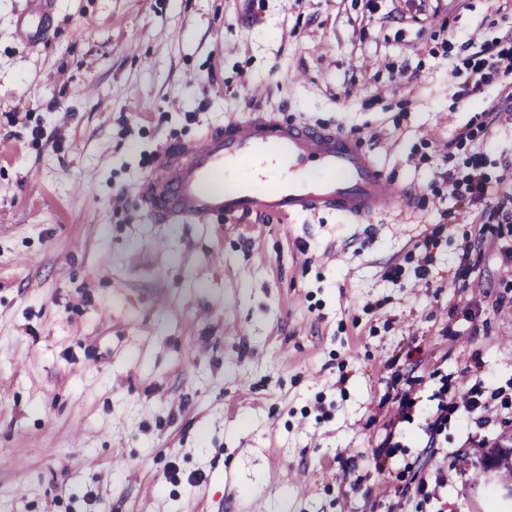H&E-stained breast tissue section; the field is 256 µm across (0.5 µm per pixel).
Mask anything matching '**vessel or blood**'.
<instances>
[{"label": "vessel or blood", "mask_w": 512, "mask_h": 512, "mask_svg": "<svg viewBox=\"0 0 512 512\" xmlns=\"http://www.w3.org/2000/svg\"><path fill=\"white\" fill-rule=\"evenodd\" d=\"M50 5L51 0H31L19 20L24 41L45 39ZM242 165L247 173L226 187L229 169ZM137 195L155 219L171 224L321 211L360 219L412 202L410 192L384 175L358 138L284 124L264 112L229 117L192 144L165 151Z\"/></svg>", "instance_id": "vessel-or-blood-1"}]
</instances>
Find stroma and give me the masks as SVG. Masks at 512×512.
Instances as JSON below:
<instances>
[{"label": "stroma", "instance_id": "35a3bbf8", "mask_svg": "<svg viewBox=\"0 0 512 512\" xmlns=\"http://www.w3.org/2000/svg\"><path fill=\"white\" fill-rule=\"evenodd\" d=\"M0 0V512H512V0ZM358 137L408 209L160 224L232 115ZM485 185L473 199L475 157ZM448 407L439 449L425 428ZM31 7L19 20V33L28 43L42 42L51 28V0H30Z\"/></svg>", "mask_w": 512, "mask_h": 512}]
</instances>
